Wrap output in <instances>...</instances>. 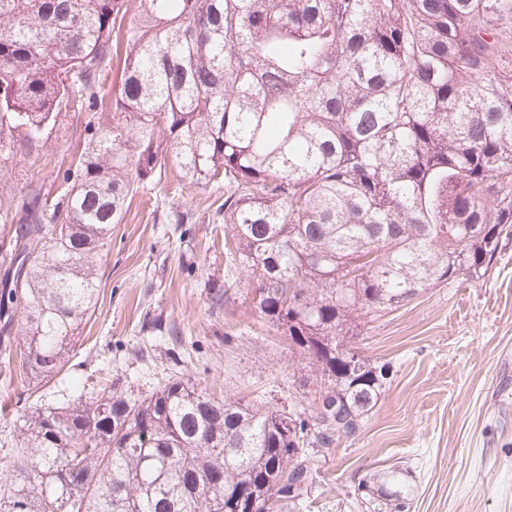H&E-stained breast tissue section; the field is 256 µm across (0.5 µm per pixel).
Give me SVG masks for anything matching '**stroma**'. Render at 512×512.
Here are the masks:
<instances>
[{
    "mask_svg": "<svg viewBox=\"0 0 512 512\" xmlns=\"http://www.w3.org/2000/svg\"><path fill=\"white\" fill-rule=\"evenodd\" d=\"M224 190L182 180L169 162L152 193L136 195L98 265L99 297L78 330L62 381L19 377L0 360V442L10 440L22 391L50 403L60 383L93 384L122 373L132 389L161 383V318L176 325L192 360L185 378L232 397L314 417L317 388L287 337L252 308L257 283L224 259ZM192 216L187 233L172 211ZM229 283L222 308L206 282ZM150 355L135 359L133 346ZM362 349L389 360L394 376L356 439L317 455L310 512H349L359 479L401 463L413 476L409 512H512V239L476 285L444 283L371 323Z\"/></svg>",
    "mask_w": 512,
    "mask_h": 512,
    "instance_id": "obj_1",
    "label": "stroma"
}]
</instances>
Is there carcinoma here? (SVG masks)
Masks as SVG:
<instances>
[{
	"label": "carcinoma",
	"mask_w": 512,
	"mask_h": 512,
	"mask_svg": "<svg viewBox=\"0 0 512 512\" xmlns=\"http://www.w3.org/2000/svg\"><path fill=\"white\" fill-rule=\"evenodd\" d=\"M129 2L0 0V358L63 370L112 226L173 158L191 184L224 182L227 261L328 408L310 441L308 418L257 397L108 379L24 408L0 512H303L298 450L355 437L393 374L360 351L366 326L480 282L512 238V0ZM74 117L56 190L3 181ZM412 493L395 463L353 504L406 512Z\"/></svg>",
	"instance_id": "cac0c4a2"
}]
</instances>
